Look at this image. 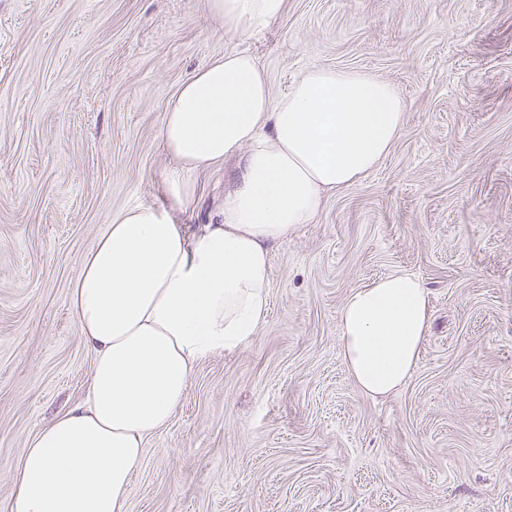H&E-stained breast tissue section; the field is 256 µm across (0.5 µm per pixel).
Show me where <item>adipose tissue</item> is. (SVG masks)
Listing matches in <instances>:
<instances>
[{"instance_id":"1","label":"adipose tissue","mask_w":512,"mask_h":512,"mask_svg":"<svg viewBox=\"0 0 512 512\" xmlns=\"http://www.w3.org/2000/svg\"><path fill=\"white\" fill-rule=\"evenodd\" d=\"M283 8L284 0H209L213 22L240 37ZM405 111L389 82L358 70L314 68L273 97L262 64L239 51L182 83L160 131L177 163L168 191L189 205L195 188L185 173L238 158L223 211L190 235L165 211L133 207L82 258L71 300L92 355L86 394L32 439L10 512H127L145 443L170 422L196 365L257 335L272 248L313 223L328 191L387 156ZM430 318L414 274L351 290L339 311L341 349L363 393L389 396L406 382Z\"/></svg>"}]
</instances>
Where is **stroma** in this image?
<instances>
[{
    "label": "stroma",
    "instance_id": "1",
    "mask_svg": "<svg viewBox=\"0 0 512 512\" xmlns=\"http://www.w3.org/2000/svg\"><path fill=\"white\" fill-rule=\"evenodd\" d=\"M254 54L274 96L308 69L369 72L406 101L365 178L271 252L257 336L196 368L148 440L127 512H512V0H285L241 38L208 0H0V512L40 428L84 395L80 263L112 219L216 223L236 167L171 207L160 127L192 72ZM394 273L431 327L395 395L356 386L338 313Z\"/></svg>",
    "mask_w": 512,
    "mask_h": 512
}]
</instances>
